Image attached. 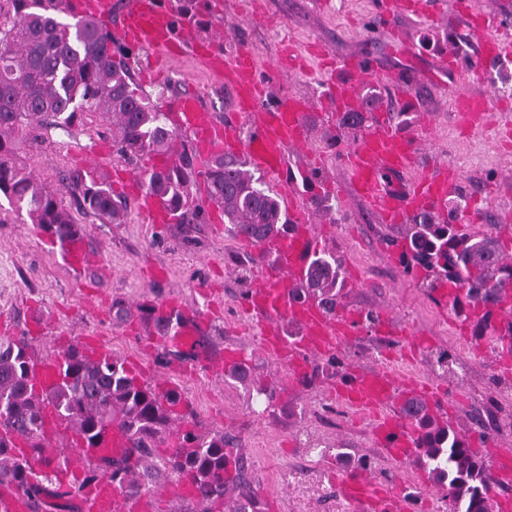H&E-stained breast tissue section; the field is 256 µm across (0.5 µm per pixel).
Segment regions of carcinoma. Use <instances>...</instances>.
<instances>
[{"label": "carcinoma", "instance_id": "1", "mask_svg": "<svg viewBox=\"0 0 512 512\" xmlns=\"http://www.w3.org/2000/svg\"><path fill=\"white\" fill-rule=\"evenodd\" d=\"M63 0H11L12 11H0V196L31 223L62 239L77 220L60 193L43 186L19 160L27 131H67L86 113L112 119V139L119 155L131 164L150 153H175L172 165L147 173L144 188L177 212V223L190 228L207 223L205 206L195 200L198 182L206 201L224 212L227 231L258 243L271 234L285 235L290 222L277 193L258 186L260 179L237 156L216 155L198 168L195 154L166 122L162 102L144 93L135 81L140 52L121 45L92 19H61ZM364 110L347 112L338 130L353 135L367 128L366 113L381 105L370 88ZM65 187L76 196L77 209L106 224L123 219L124 201L95 167L63 174ZM456 195L448 200V219L426 214L402 227L399 262L408 274L421 273V287L433 293L443 285L455 289L451 309L466 322L473 308L484 314L473 324V335L489 348L512 351V325L505 331L490 324L503 294L512 290V259L491 234L469 231L458 223L463 214ZM311 208L336 220L329 196L314 195ZM344 289L343 260L313 249L298 294L316 299L336 313ZM31 362L23 338H0V432L33 442L35 453L49 447L43 406L52 405L64 423L88 444L109 427L120 428L127 444L123 454L83 471L80 482L107 477L133 497L147 494L163 479H190L194 488L191 512H216L227 505L228 493L253 498L242 455L234 437L222 431L179 430L184 402L179 390L161 396L158 387L131 375L120 359L108 354L96 360L70 346L54 360L52 386L37 393L28 385ZM249 382L264 398V411L275 414V390L247 366L225 372ZM403 412L415 433L416 459L429 470L434 486L448 501V512H493L489 464L472 446L470 434L441 421L434 410L410 399ZM57 472L32 471L29 462L11 454L0 436V487L23 491L32 512H39L48 484H60Z\"/></svg>", "mask_w": 512, "mask_h": 512}]
</instances>
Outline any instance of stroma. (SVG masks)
I'll list each match as a JSON object with an SVG mask.
<instances>
[{
  "instance_id": "35a3bbf8",
  "label": "stroma",
  "mask_w": 512,
  "mask_h": 512,
  "mask_svg": "<svg viewBox=\"0 0 512 512\" xmlns=\"http://www.w3.org/2000/svg\"><path fill=\"white\" fill-rule=\"evenodd\" d=\"M267 15L279 17L280 27L261 21L226 17L223 11L196 12V34L201 38L228 35L229 48L245 46L262 67L274 66L284 42L297 47L316 41L338 59L361 57L381 75L408 79L415 104L404 134L422 138V158L458 170L466 208L478 209L475 232H488L512 255V130L459 124L453 110L457 88L491 94L498 110L512 114V50L495 63L471 75L469 64L478 49L467 35L459 14L440 20L399 15L394 26L413 34L414 48H398L382 28L375 0H264ZM455 53L460 67L440 72L445 51ZM150 95L197 94L218 117L231 113V94L217 87L193 59L172 64L155 81H140ZM311 139L305 151L290 154L288 172L264 175L280 195L296 191L306 204L305 178L320 171L333 183L330 198L337 222L319 216L315 243L344 262L343 303L357 311L392 317L400 326L428 337L421 348L410 339H392L374 330H362L352 341L338 345L332 356L316 355L312 364L323 371L310 383L290 380L281 363L259 347L267 322L246 307L248 284L238 281L237 260L253 261L248 243L231 236L225 224H200L191 232L179 225L146 223L138 201L126 195L123 223L105 224L86 215L78 221L94 255L81 275H72L57 260L37 225L12 211L0 199V312L14 323V336L27 337L33 358L50 361L83 337L96 335L106 353L124 362L126 369L151 383L179 384L199 429L235 436L251 474L253 501H242L243 512H358L338 493L336 472L352 470L360 459L371 464L378 482L403 485L414 494L422 512H442V494L416 460L392 462L375 448L370 419H357L354 408L336 396V385L354 368L378 367L397 380H414L444 390L455 409L454 423L470 425L473 414L502 420L512 414V369L462 327L450 309L433 304L417 276L405 274L393 252L400 227L383 224L349 193L340 163L324 141L336 133V117L310 111ZM23 162L36 179L51 189L61 188V175L90 166L111 172L123 167L112 145V127L100 116L79 122L70 132L52 131L40 148L24 153ZM178 295L185 310L208 318L203 336L207 352L238 348L257 377L271 384L282 406L262 415L256 393L247 384L221 375L191 369L175 374L182 355L175 348L141 344L131 333L133 319L142 316V300ZM122 302L127 320L112 318V305ZM44 321L43 334H28L31 312ZM448 353L450 371L437 365L439 353Z\"/></svg>"
}]
</instances>
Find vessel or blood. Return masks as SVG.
<instances>
[{"mask_svg":"<svg viewBox=\"0 0 512 512\" xmlns=\"http://www.w3.org/2000/svg\"><path fill=\"white\" fill-rule=\"evenodd\" d=\"M63 6L74 16L103 23L110 22L114 10L113 0H63ZM377 11L384 18L401 13L434 19L441 16L435 0H378ZM466 20L480 60L501 58L507 49L501 36L505 23L473 10L467 11ZM118 39L151 50L152 58L146 70L149 76H159L169 64L190 57L201 61L215 81L231 90L237 115L223 121L217 120L193 94L177 96L165 103L180 138L190 143L202 161L219 153L242 155L254 169L279 173L287 168L290 152L307 147L310 132L306 116L311 109L353 111L360 104V85L377 78L383 80L390 95L404 98L409 94L404 81L378 77L362 59L328 57L321 46L316 52L326 59V79L325 92L320 98L313 101L284 90L273 92L249 49L241 47L228 55L221 39L197 38L190 22L179 21L170 0H128ZM454 107L467 125L494 114L493 100L487 95L457 93ZM338 153L351 196L385 224H403L421 212L447 217L448 200L461 186L460 174L448 166L435 161L421 165L420 139L396 132L383 120L372 124L354 145L339 148ZM406 173L412 174L413 181L401 189L389 186L384 180L388 174ZM112 182L137 194L139 207L150 223L173 222L172 213L157 196L142 192L137 176L116 171ZM290 217L292 225L287 235L273 236L254 245L260 261V277L246 305L268 320L269 331L261 338L264 350L297 379L304 375L310 355L333 352L337 345L352 338L358 315L348 308L338 309L331 315L316 301L298 299L296 290L313 249L315 226L304 208H292ZM58 257L67 270L82 273L91 262L83 234L76 233L59 242ZM148 308L146 327L135 330L147 344L175 345L181 353L192 357L195 364L214 374L223 373L225 361L236 359L237 354L232 350L223 354L203 353L200 341L206 328L204 317L183 312L180 302L174 298L151 302ZM283 320L297 327V339H289L280 328ZM336 395L357 410L373 414L371 434L376 447L400 462L416 450L401 411L405 398L414 395L431 404L442 401L430 386L412 380L397 381L381 368L355 369L348 380L337 386ZM125 444L123 433L116 428L106 430L95 447L76 437L59 461L64 471L79 474L99 458L119 456ZM336 486L360 512H408L402 487L381 484L359 472L337 476ZM79 501L83 512H146L147 509L146 498L127 496L105 477L87 484Z\"/></svg>","mask_w":512,"mask_h":512,"instance_id":"obj_1","label":"vessel or blood"}]
</instances>
